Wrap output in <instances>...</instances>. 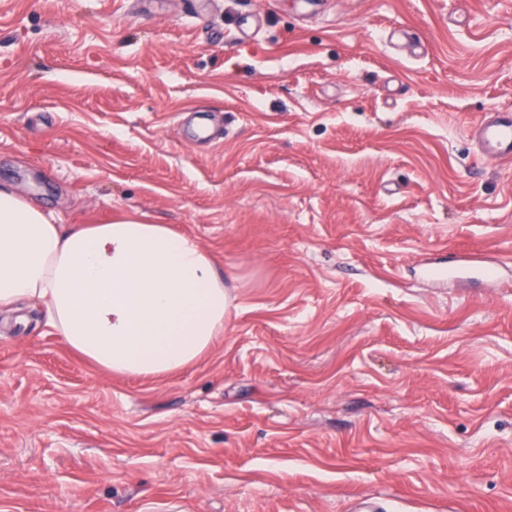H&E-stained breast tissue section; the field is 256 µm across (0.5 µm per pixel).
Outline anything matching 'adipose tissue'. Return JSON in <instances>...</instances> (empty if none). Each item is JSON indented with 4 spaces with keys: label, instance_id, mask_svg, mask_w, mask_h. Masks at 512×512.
Instances as JSON below:
<instances>
[{
    "label": "adipose tissue",
    "instance_id": "ef3b65f1",
    "mask_svg": "<svg viewBox=\"0 0 512 512\" xmlns=\"http://www.w3.org/2000/svg\"><path fill=\"white\" fill-rule=\"evenodd\" d=\"M30 302L85 359L161 377L195 363L224 333V271L196 240L124 217L61 224L0 186V312Z\"/></svg>",
    "mask_w": 512,
    "mask_h": 512
}]
</instances>
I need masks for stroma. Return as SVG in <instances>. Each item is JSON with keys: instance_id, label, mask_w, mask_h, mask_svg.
Segmentation results:
<instances>
[{"instance_id": "1", "label": "stroma", "mask_w": 512, "mask_h": 512, "mask_svg": "<svg viewBox=\"0 0 512 512\" xmlns=\"http://www.w3.org/2000/svg\"><path fill=\"white\" fill-rule=\"evenodd\" d=\"M512 0H0V184L224 268L191 367L0 313V512H512ZM512 110H500L476 127L482 157L512 158Z\"/></svg>"}]
</instances>
